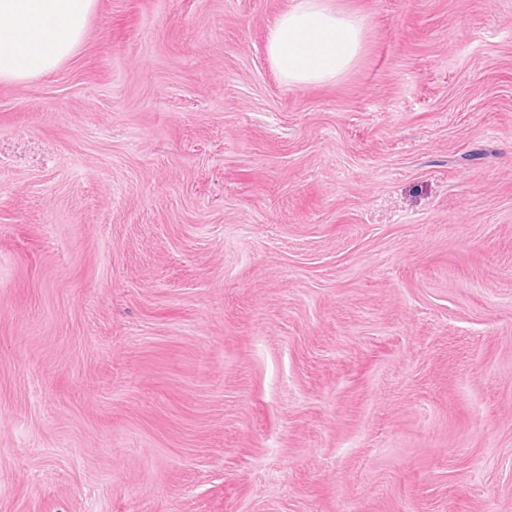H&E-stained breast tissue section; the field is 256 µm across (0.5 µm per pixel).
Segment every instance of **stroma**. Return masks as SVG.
<instances>
[{"label": "stroma", "mask_w": 512, "mask_h": 512, "mask_svg": "<svg viewBox=\"0 0 512 512\" xmlns=\"http://www.w3.org/2000/svg\"><path fill=\"white\" fill-rule=\"evenodd\" d=\"M95 0L0 84V512H512V0ZM360 16L336 10L331 0H294L270 29L267 54L290 85L336 80L362 47Z\"/></svg>", "instance_id": "1"}]
</instances>
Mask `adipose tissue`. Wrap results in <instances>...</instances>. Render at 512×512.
<instances>
[{
	"label": "adipose tissue",
	"mask_w": 512,
	"mask_h": 512,
	"mask_svg": "<svg viewBox=\"0 0 512 512\" xmlns=\"http://www.w3.org/2000/svg\"><path fill=\"white\" fill-rule=\"evenodd\" d=\"M94 0H0V84L56 69L81 43ZM360 16L331 0H294L270 29L267 54L291 85L336 80L362 47Z\"/></svg>",
	"instance_id": "1"
}]
</instances>
